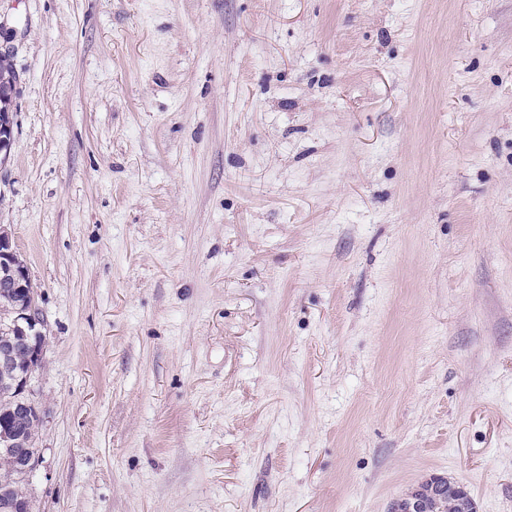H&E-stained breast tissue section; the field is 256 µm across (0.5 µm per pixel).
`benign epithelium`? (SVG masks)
<instances>
[{"instance_id":"obj_1","label":"benign epithelium","mask_w":512,"mask_h":512,"mask_svg":"<svg viewBox=\"0 0 512 512\" xmlns=\"http://www.w3.org/2000/svg\"><path fill=\"white\" fill-rule=\"evenodd\" d=\"M0 282L11 288H22L31 302L15 308L12 320V338L0 343V381L10 383L21 397V414L41 413L34 399V379L43 358L45 327L26 264L20 260L8 231L0 227ZM25 350V363L18 365L16 354ZM0 445L15 449V467L27 478H32L39 464V456L23 450L21 441L3 431Z\"/></svg>"}]
</instances>
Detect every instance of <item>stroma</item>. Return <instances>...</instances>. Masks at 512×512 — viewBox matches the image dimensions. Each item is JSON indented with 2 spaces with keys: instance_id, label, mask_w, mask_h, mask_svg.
Wrapping results in <instances>:
<instances>
[{
  "instance_id": "obj_1",
  "label": "stroma",
  "mask_w": 512,
  "mask_h": 512,
  "mask_svg": "<svg viewBox=\"0 0 512 512\" xmlns=\"http://www.w3.org/2000/svg\"><path fill=\"white\" fill-rule=\"evenodd\" d=\"M34 512H512V0H0ZM16 72L9 57H0V113L9 112L15 93ZM432 481V487L430 484H428V481L421 484L419 487V489H423V491L419 494L429 499L430 510L428 511L426 501L421 496H411L407 500L403 501L405 504H400V506L404 508L403 512H457L456 508L454 507L453 500L447 497L435 498L431 495V489H435V487L443 492L448 490V483L446 482V478L434 477L432 478ZM418 490H416L413 494H415Z\"/></svg>"
}]
</instances>
